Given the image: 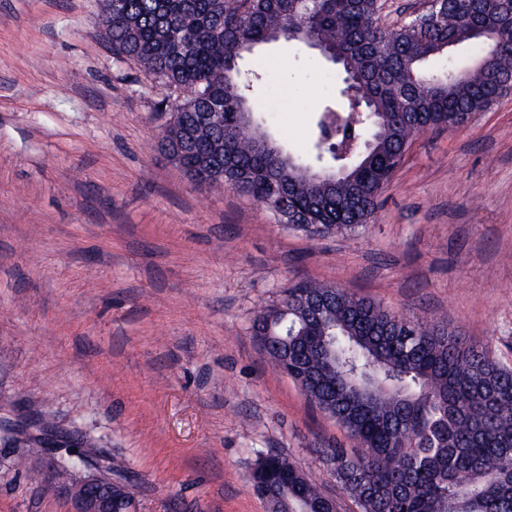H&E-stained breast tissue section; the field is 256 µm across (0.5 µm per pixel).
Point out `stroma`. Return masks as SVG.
<instances>
[{"mask_svg":"<svg viewBox=\"0 0 512 512\" xmlns=\"http://www.w3.org/2000/svg\"><path fill=\"white\" fill-rule=\"evenodd\" d=\"M100 0H0V512H71L53 469L91 449L139 512H267L257 453L335 491L341 427L249 332L293 282L348 289L512 365V92L413 140L355 233L309 238L190 181L168 89L99 37ZM276 139L310 148L342 77L272 43L240 63Z\"/></svg>","mask_w":512,"mask_h":512,"instance_id":"obj_1","label":"stroma"}]
</instances>
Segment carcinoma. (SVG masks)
Masks as SVG:
<instances>
[{"instance_id": "cac0c4a2", "label": "carcinoma", "mask_w": 512, "mask_h": 512, "mask_svg": "<svg viewBox=\"0 0 512 512\" xmlns=\"http://www.w3.org/2000/svg\"><path fill=\"white\" fill-rule=\"evenodd\" d=\"M382 0H101L118 62L133 61L177 93L165 150L192 181L264 204L308 237L372 218L415 135L450 130L512 90V14L503 0H442L426 27L390 29ZM312 41L338 51L342 136L370 142L344 155L316 132L314 152L281 150L254 119L239 60L263 44ZM453 47L471 67L439 70ZM224 108V129L201 121ZM250 333L312 406L357 443L326 460L359 512H512V365L446 321L411 319L331 285L298 281L260 308ZM250 479L270 512H331L289 456H257Z\"/></svg>"}]
</instances>
